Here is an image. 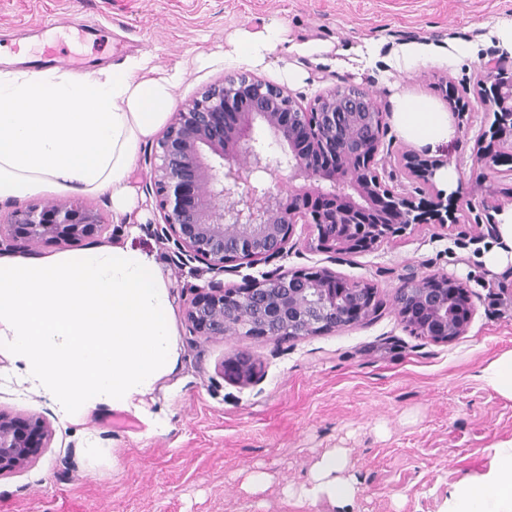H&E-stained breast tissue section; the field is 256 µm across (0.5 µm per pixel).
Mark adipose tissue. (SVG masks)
<instances>
[{
	"label": "adipose tissue",
	"mask_w": 512,
	"mask_h": 512,
	"mask_svg": "<svg viewBox=\"0 0 512 512\" xmlns=\"http://www.w3.org/2000/svg\"><path fill=\"white\" fill-rule=\"evenodd\" d=\"M284 32L279 24L242 33L227 59L263 60ZM181 76L144 55L82 74L0 70V203L105 196L122 219L134 205L139 149L170 123ZM394 117L400 134L420 145L454 135L447 112L425 96L396 97ZM0 355L12 378L61 419L100 405L144 411L178 362L168 279L153 254L128 243L0 255ZM344 468L341 453H326L302 496L346 499ZM447 512H512V441L496 446L486 476L450 493Z\"/></svg>",
	"instance_id": "ef3b65f1"
}]
</instances>
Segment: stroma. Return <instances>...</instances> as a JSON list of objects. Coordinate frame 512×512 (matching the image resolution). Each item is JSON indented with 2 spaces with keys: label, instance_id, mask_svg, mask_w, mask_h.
<instances>
[{
  "label": "stroma",
  "instance_id": "obj_1",
  "mask_svg": "<svg viewBox=\"0 0 512 512\" xmlns=\"http://www.w3.org/2000/svg\"><path fill=\"white\" fill-rule=\"evenodd\" d=\"M286 42L259 64L225 62L223 52L243 30L273 21ZM512 21V0H0V68H27L47 44L72 62L109 68L148 55L179 67L175 89L184 104L210 85L242 72L284 88L302 105L328 91L366 92L385 124L376 166L387 186L414 193L399 165L415 143L398 132L393 101L424 94L455 130L448 144L424 148L447 160L458 179L456 203L466 223L421 224L356 254H326L310 246L316 230L295 225L289 252L266 267L214 274L195 262L178 267L177 247L162 234L151 171L156 140L142 145L131 182L135 204L126 224L112 221L105 196L84 197L110 228L101 243L133 241L168 273L179 358L161 381L148 412L100 406L71 421L56 418L45 401L8 378L0 357V410L43 418L52 436L29 466L0 477V512H446L461 482L486 475L497 444L512 440V400L479 378L492 359L512 352V263L493 268L484 255L498 242L482 224L475 184L506 198L512 181L477 163L473 147L492 114L475 86L485 63L502 54L498 24ZM24 44L18 55L15 43ZM471 45L456 65L395 72L400 48L428 44L440 51ZM209 55L199 64V54ZM344 67H337V60ZM452 87L470 103L455 116L444 93ZM328 267L374 288L379 309L370 321L326 334L281 342L244 336L194 335L185 321L192 290L211 280L239 287L263 269ZM444 273L468 288L475 315L466 335L436 344L412 334L394 305L409 273ZM248 353L258 377L242 385L223 376L225 358ZM168 415L154 426L150 415ZM344 455L355 488L343 506L327 498L290 497L286 488L309 484L313 467L331 450ZM264 475L261 486L252 475Z\"/></svg>",
  "mask_w": 512,
  "mask_h": 512
}]
</instances>
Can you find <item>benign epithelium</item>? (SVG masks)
Wrapping results in <instances>:
<instances>
[{"mask_svg":"<svg viewBox=\"0 0 512 512\" xmlns=\"http://www.w3.org/2000/svg\"><path fill=\"white\" fill-rule=\"evenodd\" d=\"M476 86L495 117L478 140L476 161L504 166L512 177V79L481 76ZM374 109L356 88L329 91L305 108L283 88L246 73L183 104L158 140L153 168L164 233L178 246L175 263L223 273L266 263L287 252L301 221L317 229L316 250L331 254L371 252L430 220L460 223L465 214L438 188L448 161L402 154L405 170L428 191L419 200L368 174L381 144L382 128L367 118ZM257 124L288 146L274 166L254 136ZM284 167L288 188L271 186ZM296 180L305 185L295 188ZM105 228L102 216L79 201L45 200L17 207L0 224V244L31 252L47 241L91 240ZM394 301L405 327L437 344L465 335L475 312L468 289L446 274L407 279ZM378 307L374 289L330 268L278 267L248 288L211 282L194 289L185 317L199 336L278 342L365 322ZM257 373L245 353L223 364L224 377L235 382L248 384ZM49 439L44 421L0 411V476L31 464Z\"/></svg>","mask_w":512,"mask_h":512,"instance_id":"obj_1","label":"benign epithelium"}]
</instances>
